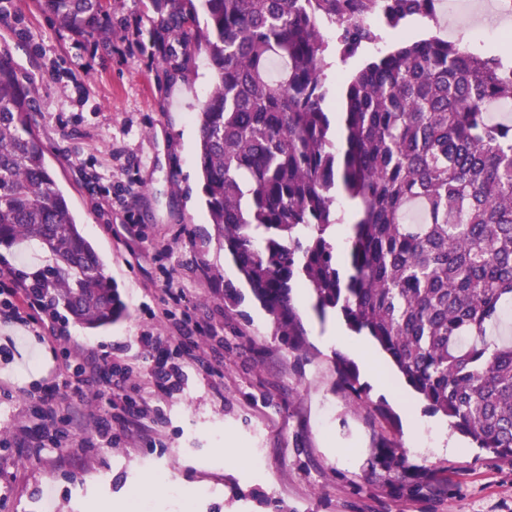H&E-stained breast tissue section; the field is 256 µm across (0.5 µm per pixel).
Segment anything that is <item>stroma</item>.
<instances>
[{
	"mask_svg": "<svg viewBox=\"0 0 512 512\" xmlns=\"http://www.w3.org/2000/svg\"><path fill=\"white\" fill-rule=\"evenodd\" d=\"M475 54L501 56L512 42L490 36L463 13L441 12ZM171 39L156 0H112L98 27L59 26L39 0H9L0 18V55L36 89V130L46 162L84 235L117 284L128 316L100 330L73 323L56 307L65 337L38 341L25 327L0 323V512H93L130 498L145 471L172 476L152 512H512V461L445 431L455 450L434 451L436 415L387 367L379 387L352 351L321 336L335 313L319 317L309 290L293 291L305 329L302 348L278 336L273 317L253 298L210 224L196 163L195 120L213 84L204 55H168ZM241 295L224 299L225 285ZM183 292L199 331L194 340L224 375L184 365L173 388L155 373L158 352L140 336H171L159 312L167 289ZM121 348L127 384L147 409L136 422L99 428L109 396L105 380L47 397L60 352ZM346 359L363 389L341 384ZM61 416L53 442L44 415ZM419 442H412V429ZM247 453L225 462V442ZM405 448L397 465L391 445ZM199 485L194 497L183 488Z\"/></svg>",
	"mask_w": 512,
	"mask_h": 512,
	"instance_id": "obj_1",
	"label": "stroma"
}]
</instances>
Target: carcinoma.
I'll return each mask as SVG.
<instances>
[{"label": "carcinoma", "mask_w": 512, "mask_h": 512, "mask_svg": "<svg viewBox=\"0 0 512 512\" xmlns=\"http://www.w3.org/2000/svg\"><path fill=\"white\" fill-rule=\"evenodd\" d=\"M109 0H41L60 26L92 30ZM439 0H159L214 84L197 113L211 223L294 348L306 330L292 289L315 297L390 356L426 411L512 461V65L430 35L350 63ZM338 67L339 112H326ZM33 85L0 56V245L49 254L28 286L97 329L124 317L104 263L50 174ZM357 200L344 252L341 200ZM347 390L357 376L339 360Z\"/></svg>", "instance_id": "cac0c4a2"}]
</instances>
